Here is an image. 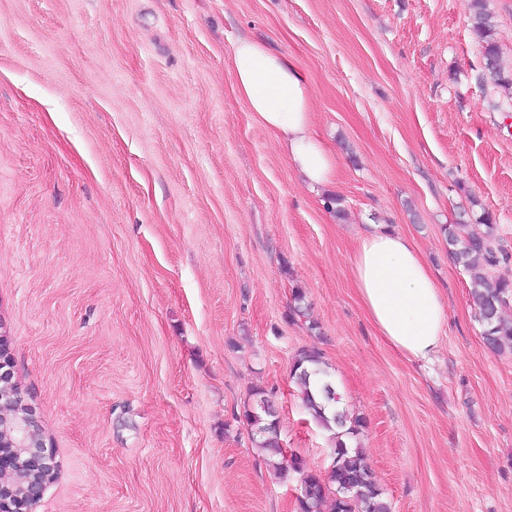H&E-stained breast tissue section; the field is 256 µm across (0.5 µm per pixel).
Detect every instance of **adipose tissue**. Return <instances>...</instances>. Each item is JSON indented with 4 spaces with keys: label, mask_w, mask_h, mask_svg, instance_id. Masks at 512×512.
<instances>
[{
    "label": "adipose tissue",
    "mask_w": 512,
    "mask_h": 512,
    "mask_svg": "<svg viewBox=\"0 0 512 512\" xmlns=\"http://www.w3.org/2000/svg\"><path fill=\"white\" fill-rule=\"evenodd\" d=\"M236 89L249 112L274 133L310 187L336 177V154L314 130L309 88L287 57L261 41L237 39L230 52ZM354 286L377 333L400 354L429 361L447 325L444 292L407 236L373 224L352 258Z\"/></svg>",
    "instance_id": "adipose-tissue-1"
}]
</instances>
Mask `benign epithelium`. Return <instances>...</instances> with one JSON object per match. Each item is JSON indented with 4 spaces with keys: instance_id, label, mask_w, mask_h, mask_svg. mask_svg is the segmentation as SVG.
<instances>
[{
    "instance_id": "7a95c632",
    "label": "benign epithelium",
    "mask_w": 512,
    "mask_h": 512,
    "mask_svg": "<svg viewBox=\"0 0 512 512\" xmlns=\"http://www.w3.org/2000/svg\"><path fill=\"white\" fill-rule=\"evenodd\" d=\"M16 418L15 440L8 452H0V473L29 476L27 485L18 489L9 481L0 482V512H33L47 485L56 473L52 453L46 443L32 409L25 402L22 391L13 382L11 353L5 332H0V424Z\"/></svg>"
}]
</instances>
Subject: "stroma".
I'll list each match as a JSON object with an SVG mask.
<instances>
[{
    "label": "stroma",
    "instance_id": "1",
    "mask_svg": "<svg viewBox=\"0 0 512 512\" xmlns=\"http://www.w3.org/2000/svg\"><path fill=\"white\" fill-rule=\"evenodd\" d=\"M242 37L305 77L331 184L240 99ZM486 212L512 257V97L464 0H0V328L57 462L35 512H298L242 412L264 388L327 472L290 376L312 346L392 512H512V352L484 344L442 230ZM370 224L444 289L431 361L357 297Z\"/></svg>",
    "mask_w": 512,
    "mask_h": 512
}]
</instances>
